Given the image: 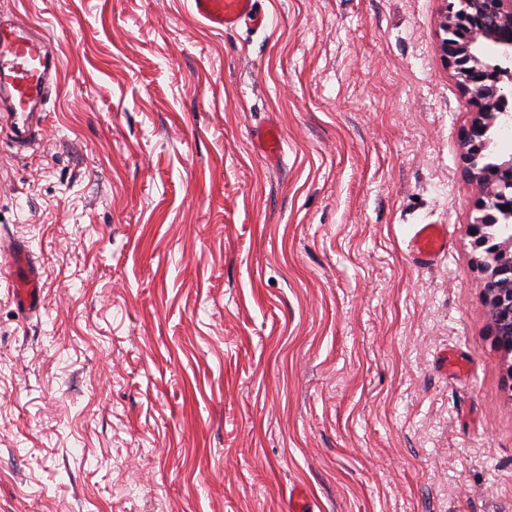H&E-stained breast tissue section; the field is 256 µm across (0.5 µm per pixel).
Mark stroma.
<instances>
[{
    "instance_id": "1",
    "label": "stroma",
    "mask_w": 512,
    "mask_h": 512,
    "mask_svg": "<svg viewBox=\"0 0 512 512\" xmlns=\"http://www.w3.org/2000/svg\"><path fill=\"white\" fill-rule=\"evenodd\" d=\"M261 7L0 0L61 55L35 144L0 128L44 288L24 313L0 255V512H512L444 4ZM417 224L446 255L409 259ZM195 13L213 28L235 31L242 26L255 32L267 26L260 0H191ZM258 139V145L268 158L277 160L282 152V135L278 128L268 126L264 128ZM415 264L434 261L448 249V227L444 224H418L407 245Z\"/></svg>"
}]
</instances>
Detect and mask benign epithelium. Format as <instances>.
I'll use <instances>...</instances> for the list:
<instances>
[{
    "label": "benign epithelium",
    "instance_id": "benign-epithelium-1",
    "mask_svg": "<svg viewBox=\"0 0 512 512\" xmlns=\"http://www.w3.org/2000/svg\"><path fill=\"white\" fill-rule=\"evenodd\" d=\"M441 28L445 37L440 44L442 56L461 79V87L473 106L475 116L464 129L462 143L466 168L464 177L470 181L478 195L477 209L482 215L471 225L476 245L491 256L502 246L493 244L488 222L498 216H512V158L491 167L478 166V156L485 143L499 104L506 99L500 87L501 80L489 76L472 46L482 39L497 40L502 55L512 58V0H446ZM509 210H502L503 206ZM491 309L492 332L499 349L512 354V289L487 295Z\"/></svg>",
    "mask_w": 512,
    "mask_h": 512
}]
</instances>
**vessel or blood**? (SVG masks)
Returning <instances> with one entry per match:
<instances>
[{"label":"vessel or blood","instance_id":"vessel-or-blood-1","mask_svg":"<svg viewBox=\"0 0 512 512\" xmlns=\"http://www.w3.org/2000/svg\"><path fill=\"white\" fill-rule=\"evenodd\" d=\"M195 13L211 27L234 31L248 27L259 31L267 26L260 0H191ZM60 61L46 42L36 37L23 21L0 22V104L4 121L14 137L31 138L38 123L37 110L49 99ZM258 145L268 158L278 159L282 152V135L278 128L262 130ZM414 263L434 261L448 249V227L444 224H419L407 245ZM10 255L12 291L18 304L35 313L42 307L43 288L38 271L30 264L27 249L7 244Z\"/></svg>","mask_w":512,"mask_h":512}]
</instances>
